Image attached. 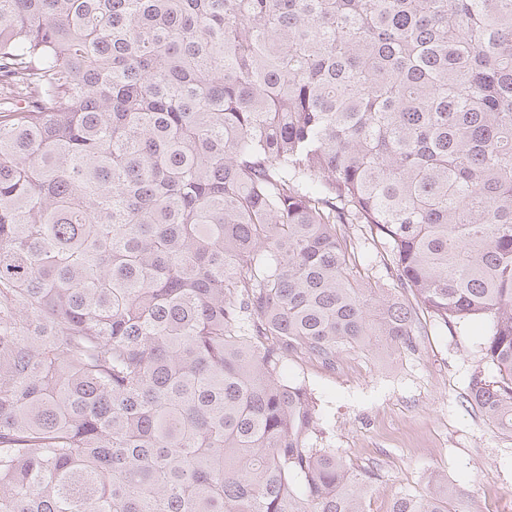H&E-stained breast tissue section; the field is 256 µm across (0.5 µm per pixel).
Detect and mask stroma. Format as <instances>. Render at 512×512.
Masks as SVG:
<instances>
[{
  "mask_svg": "<svg viewBox=\"0 0 512 512\" xmlns=\"http://www.w3.org/2000/svg\"><path fill=\"white\" fill-rule=\"evenodd\" d=\"M418 330L409 349L348 347L331 365L289 359L288 377L316 401L318 447L376 473L369 512H387L395 493H423L433 471L462 490L455 512H512V433L490 425L466 399L487 324L450 332L424 314Z\"/></svg>",
  "mask_w": 512,
  "mask_h": 512,
  "instance_id": "35a3bbf8",
  "label": "stroma"
}]
</instances>
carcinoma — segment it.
Listing matches in <instances>:
<instances>
[{
    "instance_id": "carcinoma-1",
    "label": "carcinoma",
    "mask_w": 512,
    "mask_h": 512,
    "mask_svg": "<svg viewBox=\"0 0 512 512\" xmlns=\"http://www.w3.org/2000/svg\"><path fill=\"white\" fill-rule=\"evenodd\" d=\"M421 312L512 432V0H0V512H368L285 371Z\"/></svg>"
}]
</instances>
